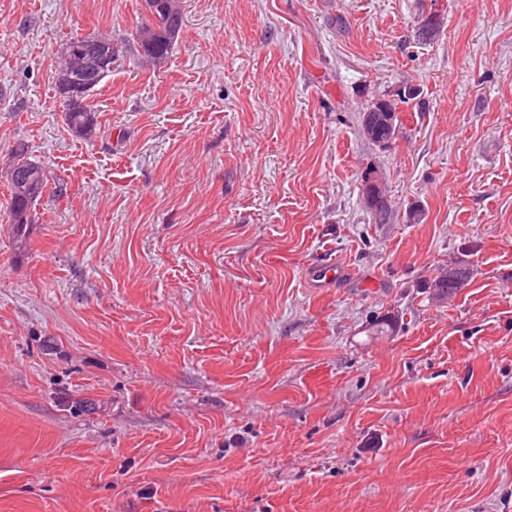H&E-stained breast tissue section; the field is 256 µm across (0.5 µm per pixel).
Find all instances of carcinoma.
Segmentation results:
<instances>
[{
  "instance_id": "obj_1",
  "label": "carcinoma",
  "mask_w": 512,
  "mask_h": 512,
  "mask_svg": "<svg viewBox=\"0 0 512 512\" xmlns=\"http://www.w3.org/2000/svg\"><path fill=\"white\" fill-rule=\"evenodd\" d=\"M150 19L136 31V42L142 48V55L155 63L164 62L175 45L182 29L183 19L179 0H151ZM445 23V16L436 17L425 31L415 32L420 44H431L440 35ZM421 96L420 89L397 100H391L380 107L371 102L362 113L361 127L364 135L374 144L381 140H395L398 132L397 109L401 104H409ZM65 121L68 127L82 136H88L97 128L96 113L81 112L77 109L65 108ZM10 192L9 212L13 236H25L28 224L32 223V208L24 196L15 189L13 181H8ZM379 201L371 205L372 216L376 224H388L394 213L387 199L377 194ZM473 270L462 260L448 263V273H438L430 282L429 287L444 296H452L465 285L472 276Z\"/></svg>"
}]
</instances>
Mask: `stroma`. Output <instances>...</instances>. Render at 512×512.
<instances>
[{"mask_svg":"<svg viewBox=\"0 0 512 512\" xmlns=\"http://www.w3.org/2000/svg\"><path fill=\"white\" fill-rule=\"evenodd\" d=\"M423 3L181 0L156 66L142 0H0V512H512V0H445L425 46ZM90 33L87 139L55 76ZM20 145L51 184L22 250ZM326 258L352 275L312 287ZM412 87L415 91L411 95L400 97L398 100H389L384 107H379L376 101L386 96V94H382L374 99L362 113V131L373 144H377L380 140L385 142L395 140L398 132V106L400 104L407 105L421 96L420 89L416 85H412ZM64 112L68 127L82 136H89L98 126L96 113L92 109L91 112H81L66 104ZM443 273L441 270L433 278L429 288H435L444 296H453L472 276L473 270L465 261L454 260L448 263V275Z\"/></svg>","mask_w":512,"mask_h":512,"instance_id":"obj_1","label":"stroma"}]
</instances>
